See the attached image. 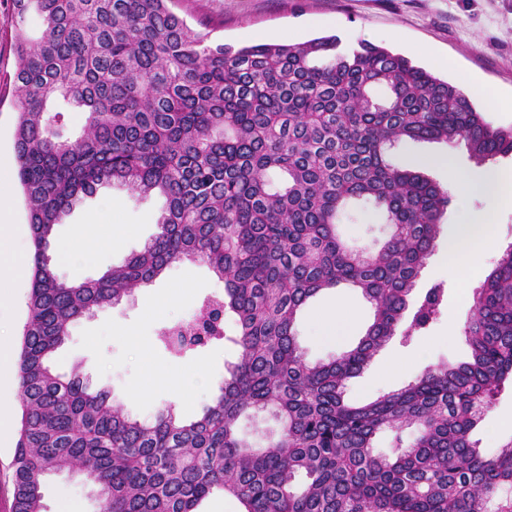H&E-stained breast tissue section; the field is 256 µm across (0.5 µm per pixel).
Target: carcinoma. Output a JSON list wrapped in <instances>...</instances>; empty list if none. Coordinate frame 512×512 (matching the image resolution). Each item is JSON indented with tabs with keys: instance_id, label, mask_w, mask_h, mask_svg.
I'll use <instances>...</instances> for the list:
<instances>
[{
	"instance_id": "obj_1",
	"label": "carcinoma",
	"mask_w": 512,
	"mask_h": 512,
	"mask_svg": "<svg viewBox=\"0 0 512 512\" xmlns=\"http://www.w3.org/2000/svg\"><path fill=\"white\" fill-rule=\"evenodd\" d=\"M175 2L13 0L14 152L33 246L15 364L13 512H45V477L74 469L101 512H198L215 492L241 512H512L502 495L512 489V437L490 456L472 440L512 384V244L475 288L470 361L430 368L366 404L346 398L349 380L397 334L450 203L393 151L463 140L484 166L512 154V129L382 47L362 43L346 57L328 36L236 49L191 30ZM32 10L38 39L25 27ZM51 99L59 107L47 108ZM76 108L85 126L70 139L63 120ZM115 183L166 198L157 232L99 278L63 280L47 255L55 226ZM356 209L387 224L373 251L338 234ZM183 260L205 264L224 292L161 329V342L178 357L222 341L238 350L201 416L184 420L170 403L139 421L80 373L54 372L75 322ZM342 288L371 304L372 321L354 347L311 364L300 316ZM443 293L427 291L409 329L436 319ZM260 412L280 425L266 446L238 429ZM408 428V445L376 450L379 433Z\"/></svg>"
}]
</instances>
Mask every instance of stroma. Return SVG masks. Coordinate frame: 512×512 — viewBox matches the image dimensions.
<instances>
[{"label": "stroma", "mask_w": 512, "mask_h": 512, "mask_svg": "<svg viewBox=\"0 0 512 512\" xmlns=\"http://www.w3.org/2000/svg\"><path fill=\"white\" fill-rule=\"evenodd\" d=\"M176 10L191 28L210 22L212 39L235 47L297 44L334 35L339 53H352L359 43L370 42L463 90L471 78H481L506 99L499 111L489 114V121L498 128H512V0H179ZM14 20L12 0H0V187H8L13 221L23 225L27 212L14 158L17 98L11 79L19 65L12 40ZM164 205V198L157 194L100 188L55 228L54 246L69 255L56 263L59 276L70 282L95 279L141 250L155 234ZM467 209L474 217L495 215V243L484 255L481 272L460 281L443 270V250L460 218L456 206H449L441 220V235L412 293L417 301L428 288L442 285L441 314L410 338L394 336L350 381L347 398L351 402H367L400 389L439 363L468 360L464 328L473 309L470 291L512 242V210L498 209L485 195L470 197ZM97 214L103 217V225H91V216ZM339 231L350 246L371 251L382 243L387 227L370 215L356 214ZM29 288L26 282L16 286L0 282V336L16 343L27 319ZM221 289V282L203 263L174 264L155 283L136 289L129 300L74 323L54 366L65 375L79 371L93 387L110 390L113 403L132 418L151 419L169 403L176 404L183 415H195L217 393L225 366L236 360L237 351L225 343L180 358L165 349L158 333L190 320L203 299ZM339 297L352 308L354 324L349 336L332 343L318 336L315 321ZM371 318L370 304L358 293L346 290L319 297L300 319L298 341L305 359L326 361L350 349ZM396 359L405 364L400 375L378 376L380 366ZM511 435L512 392L508 391L497 399L473 436L490 454ZM44 504L46 512H57L63 504L72 512L100 510L96 491L75 473L50 476Z\"/></svg>", "instance_id": "1"}]
</instances>
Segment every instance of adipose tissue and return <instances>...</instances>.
Wrapping results in <instances>:
<instances>
[{"label": "adipose tissue", "mask_w": 512, "mask_h": 512, "mask_svg": "<svg viewBox=\"0 0 512 512\" xmlns=\"http://www.w3.org/2000/svg\"><path fill=\"white\" fill-rule=\"evenodd\" d=\"M417 165L447 169L448 187L457 205H464L471 194L482 193L494 196L499 207L512 208V183H505L501 171L496 168L490 167L478 174L462 172L447 155L422 157ZM493 223V215L486 214L459 225L456 234L448 239V257L444 266L448 276L460 277L463 265H480L484 251L494 242ZM20 231V225L11 220L9 201L0 197V276L14 283L24 281L29 273L28 253L12 245L13 237Z\"/></svg>", "instance_id": "adipose-tissue-1"}]
</instances>
